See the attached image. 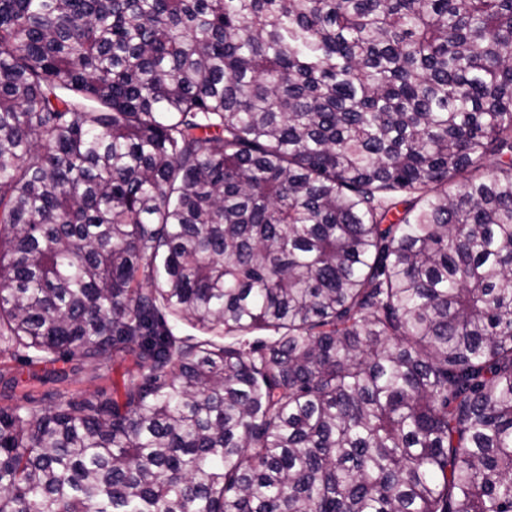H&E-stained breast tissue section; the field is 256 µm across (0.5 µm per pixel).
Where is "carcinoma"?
<instances>
[{
  "instance_id": "carcinoma-1",
  "label": "carcinoma",
  "mask_w": 512,
  "mask_h": 512,
  "mask_svg": "<svg viewBox=\"0 0 512 512\" xmlns=\"http://www.w3.org/2000/svg\"><path fill=\"white\" fill-rule=\"evenodd\" d=\"M0 354V512H512V0H0ZM63 372L69 375V381L57 382L55 375ZM0 374V406L13 403L24 393L40 397L56 390L112 399L121 394L123 386V369L112 366V361L95 370L89 365H78L75 361L37 364L2 355ZM4 379H11L14 387L5 385Z\"/></svg>"
}]
</instances>
